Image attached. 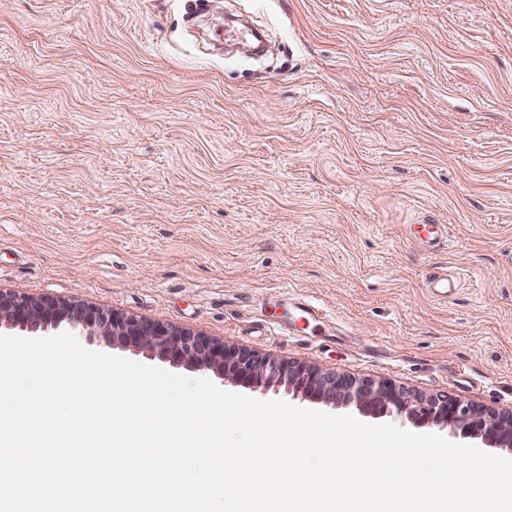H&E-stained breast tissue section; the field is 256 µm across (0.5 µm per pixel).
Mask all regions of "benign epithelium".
<instances>
[{
    "mask_svg": "<svg viewBox=\"0 0 512 512\" xmlns=\"http://www.w3.org/2000/svg\"><path fill=\"white\" fill-rule=\"evenodd\" d=\"M78 330L92 341L146 351L177 366L211 371L252 387L286 386L305 397L355 405L368 414L405 415L512 451V409L495 411L448 393L426 395L388 380L359 379L330 369L283 362L224 341L139 320L123 312L56 298L0 291V329Z\"/></svg>",
    "mask_w": 512,
    "mask_h": 512,
    "instance_id": "1",
    "label": "benign epithelium"
}]
</instances>
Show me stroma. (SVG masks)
Listing matches in <instances>:
<instances>
[{
	"mask_svg": "<svg viewBox=\"0 0 512 512\" xmlns=\"http://www.w3.org/2000/svg\"><path fill=\"white\" fill-rule=\"evenodd\" d=\"M194 6L0 0V289L512 408V0ZM228 14L273 70L225 51ZM413 239L419 244L441 248L448 246V229L444 224H413Z\"/></svg>",
	"mask_w": 512,
	"mask_h": 512,
	"instance_id": "1",
	"label": "stroma"
}]
</instances>
